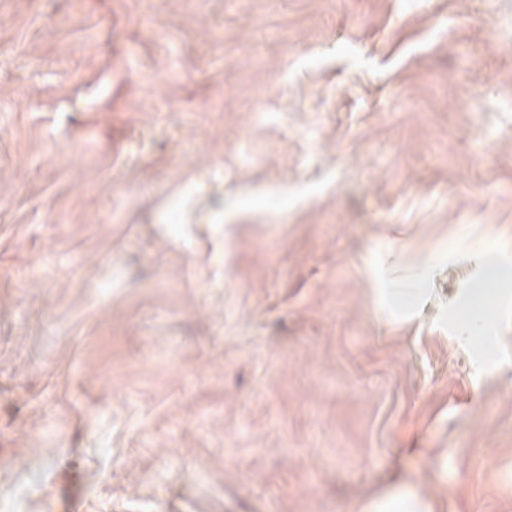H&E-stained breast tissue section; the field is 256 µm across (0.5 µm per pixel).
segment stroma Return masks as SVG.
<instances>
[{
    "label": "stroma",
    "mask_w": 512,
    "mask_h": 512,
    "mask_svg": "<svg viewBox=\"0 0 512 512\" xmlns=\"http://www.w3.org/2000/svg\"><path fill=\"white\" fill-rule=\"evenodd\" d=\"M512 0H0V512H512ZM263 111H256V99ZM410 497L392 495L386 499L369 500L363 499L356 503L355 511L358 512H411Z\"/></svg>",
    "instance_id": "1"
}]
</instances>
